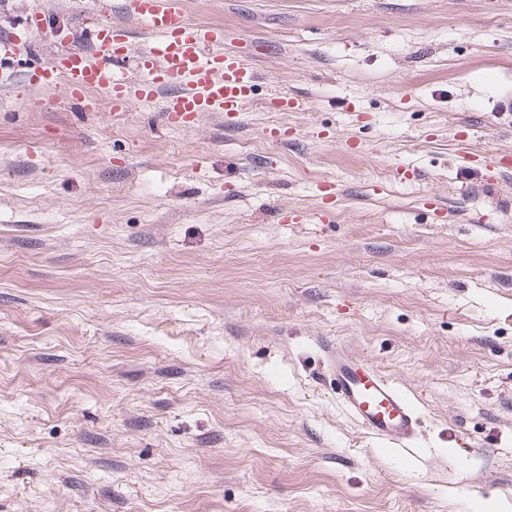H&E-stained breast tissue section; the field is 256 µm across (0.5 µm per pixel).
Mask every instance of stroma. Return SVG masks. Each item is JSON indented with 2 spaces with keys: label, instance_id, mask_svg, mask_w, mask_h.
<instances>
[{
  "label": "stroma",
  "instance_id": "obj_1",
  "mask_svg": "<svg viewBox=\"0 0 512 512\" xmlns=\"http://www.w3.org/2000/svg\"><path fill=\"white\" fill-rule=\"evenodd\" d=\"M179 2L257 73L239 126L83 111L40 74L92 0H0V512H512V170L458 157L512 151V0ZM308 104L287 94H271L265 101L264 107L268 112H302ZM320 347L336 399L357 425L394 447L414 443L420 432V416L402 391L330 340H321Z\"/></svg>",
  "mask_w": 512,
  "mask_h": 512
}]
</instances>
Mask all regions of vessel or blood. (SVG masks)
I'll return each mask as SVG.
<instances>
[{
  "instance_id": "vessel-or-blood-1",
  "label": "vessel or blood",
  "mask_w": 512,
  "mask_h": 512,
  "mask_svg": "<svg viewBox=\"0 0 512 512\" xmlns=\"http://www.w3.org/2000/svg\"><path fill=\"white\" fill-rule=\"evenodd\" d=\"M120 20L102 22L92 53L73 50L56 56L44 70L45 81L63 80L71 92H105L113 113L134 101L161 99V116L173 127L195 126L207 112L224 116V124H240L253 101L256 74L242 56L224 49L214 28L191 24L175 0H119ZM146 36L134 74H118L117 65L132 51L125 20ZM269 112H301L306 102L285 94L270 95ZM488 170L512 167V154L476 152L464 158ZM327 378L336 398L359 427L387 443L405 447L416 441L420 416L385 376L342 347L321 340Z\"/></svg>"
}]
</instances>
